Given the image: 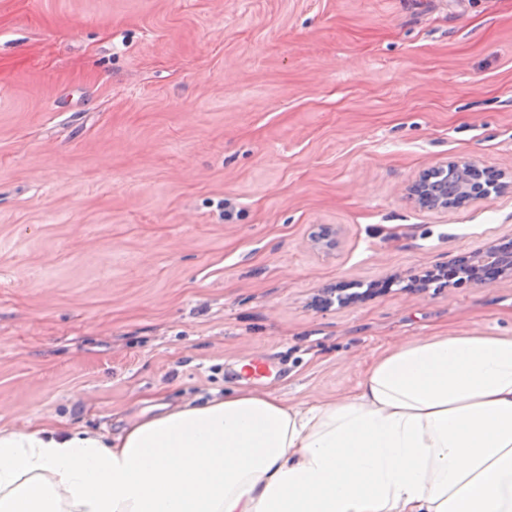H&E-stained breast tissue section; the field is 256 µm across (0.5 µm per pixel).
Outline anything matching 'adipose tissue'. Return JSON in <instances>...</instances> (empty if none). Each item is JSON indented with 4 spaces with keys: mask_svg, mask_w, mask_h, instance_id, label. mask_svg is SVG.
Listing matches in <instances>:
<instances>
[{
    "mask_svg": "<svg viewBox=\"0 0 512 512\" xmlns=\"http://www.w3.org/2000/svg\"><path fill=\"white\" fill-rule=\"evenodd\" d=\"M0 512H512V333L416 337L340 400L233 388L115 435L0 428Z\"/></svg>",
    "mask_w": 512,
    "mask_h": 512,
    "instance_id": "adipose-tissue-1",
    "label": "adipose tissue"
}]
</instances>
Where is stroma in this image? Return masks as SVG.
<instances>
[{"mask_svg":"<svg viewBox=\"0 0 512 512\" xmlns=\"http://www.w3.org/2000/svg\"><path fill=\"white\" fill-rule=\"evenodd\" d=\"M462 159L507 190L409 198ZM510 237L512 0H0V427L115 432L260 354L350 396L410 338L512 333V273L414 286ZM477 167L475 163L466 160L446 161L433 167L430 174L425 172L418 180L413 182L408 188V195L414 202L423 209L427 210H447L450 208L461 207L473 202L484 201L499 195L508 185L501 182V178L488 181L497 174L491 170L481 169V172H475L473 175L474 182L472 189L479 186L475 190H469L468 193L460 199L455 200V196L448 197L446 186L433 185V176L441 178L445 183L448 179L464 180L470 169Z\"/></svg>","mask_w":512,"mask_h":512,"instance_id":"stroma-1","label":"stroma"}]
</instances>
